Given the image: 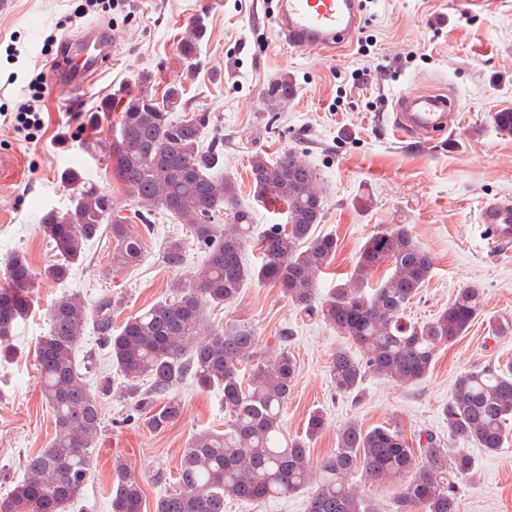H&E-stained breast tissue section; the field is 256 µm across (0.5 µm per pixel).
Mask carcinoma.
I'll return each instance as SVG.
<instances>
[{"mask_svg": "<svg viewBox=\"0 0 512 512\" xmlns=\"http://www.w3.org/2000/svg\"><path fill=\"white\" fill-rule=\"evenodd\" d=\"M206 33L203 19L189 24L179 51L191 60ZM295 94L284 77L262 92L272 107ZM183 89L168 87L155 102L142 91L128 94L119 116L118 140L108 158L119 178L142 206L160 209L186 225L204 249V263L188 284L176 281L171 296L129 316L112 331V295L101 294L88 309L77 294L58 297L48 311L49 328L36 347L38 379L52 408L56 433L44 448L24 460V477L0 498V512H67L77 504L89 481L93 448L100 431L99 401L82 363L77 360L87 329L102 336L112 365L125 381V393L155 431L181 414V404L167 397L188 376L204 388L223 393L224 431L194 435L176 468L174 486L160 497L154 512H224L225 499L264 501L314 487L306 512H380L377 504L352 485L360 472L372 484L393 488L387 512H459L460 484L473 477L475 459L461 448H441L426 435L420 450L410 447L396 427L362 429L349 422L337 434V447L312 463L308 440L325 425L323 413L309 415L303 437L287 439L282 411L291 395L296 362L288 352V334L279 351L267 354L254 329L230 324L200 331L206 305L234 301L251 282L282 290L308 315L318 318L356 346L339 348L328 372L336 392L360 396L366 377L383 375L400 383H417L430 373L438 348L464 335L483 312V291L462 288L439 315L406 318L405 310L431 274L433 258L406 224L383 228L365 242L354 271L328 298L315 303L319 273L333 261L336 238L317 235L323 197L318 173L293 149L274 160L262 154L250 160L255 195L287 207L288 222L271 224L256 240L258 261L245 250L252 238L253 217L238 208L235 185L213 174L221 144L202 145L209 118L204 113L173 118ZM231 212L230 224H216L220 209ZM131 217L120 215L112 198L88 186L63 212L50 210L39 231L54 245L59 260L43 270L50 281H65L84 257L88 244L107 229L117 241L114 265L139 260L142 242L128 233ZM159 260L178 270L185 261L183 244L166 241ZM391 273L366 290L383 265ZM35 277L25 257L8 262L7 285L0 286V356L11 355L10 340L18 320L33 308ZM448 442H473L488 453L503 447L512 422V365L488 366L460 374L442 406ZM138 475L117 467L112 485V512H143Z\"/></svg>", "mask_w": 512, "mask_h": 512, "instance_id": "cac0c4a2", "label": "carcinoma"}]
</instances>
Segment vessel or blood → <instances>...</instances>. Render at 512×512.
<instances>
[{
    "label": "vessel or blood",
    "instance_id": "vessel-or-blood-1",
    "mask_svg": "<svg viewBox=\"0 0 512 512\" xmlns=\"http://www.w3.org/2000/svg\"><path fill=\"white\" fill-rule=\"evenodd\" d=\"M279 37L298 50L331 49L348 43L360 28L361 0H278L275 17ZM117 46L114 31L92 25L72 38L52 69V83L79 92L109 64ZM398 137L424 139L450 129L458 115L445 99L400 95L395 102ZM498 204L487 206L483 219L493 246H512V223H501Z\"/></svg>",
    "mask_w": 512,
    "mask_h": 512
}]
</instances>
